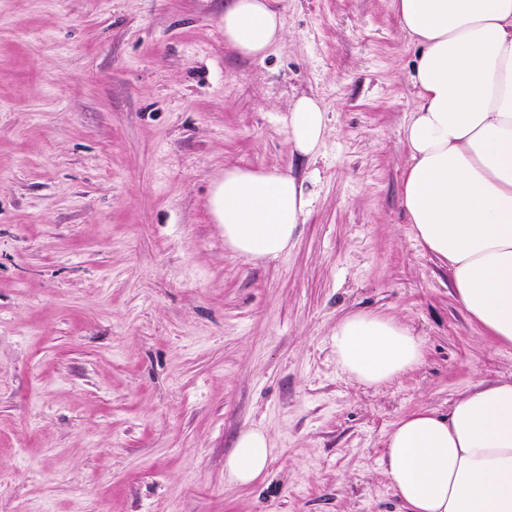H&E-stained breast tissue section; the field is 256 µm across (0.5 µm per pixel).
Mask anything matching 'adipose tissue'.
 I'll use <instances>...</instances> for the list:
<instances>
[{"instance_id": "adipose-tissue-1", "label": "adipose tissue", "mask_w": 512, "mask_h": 512, "mask_svg": "<svg viewBox=\"0 0 512 512\" xmlns=\"http://www.w3.org/2000/svg\"><path fill=\"white\" fill-rule=\"evenodd\" d=\"M277 0H226L224 42L266 56L282 38ZM418 47L402 200L415 238L447 266L470 319L512 346V0H396ZM326 114L310 96L290 109L288 141L312 155ZM309 201L290 171L229 166L209 207L235 253L256 261L288 247ZM332 346L342 369L379 387L418 365L421 341L395 318L357 313ZM273 454L266 431L238 436L224 468L249 485ZM383 471L405 512H512V377L465 391L448 414L417 408L388 431Z\"/></svg>"}]
</instances>
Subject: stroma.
<instances>
[{
    "instance_id": "obj_1",
    "label": "stroma",
    "mask_w": 512,
    "mask_h": 512,
    "mask_svg": "<svg viewBox=\"0 0 512 512\" xmlns=\"http://www.w3.org/2000/svg\"><path fill=\"white\" fill-rule=\"evenodd\" d=\"M264 58L224 0H0V512H402L392 425L512 376L401 203L417 48L394 0H281ZM326 112L315 155L293 102ZM291 168L310 200L250 261L209 208L225 167ZM408 325L421 363L373 388L331 335ZM265 430L264 480L224 463ZM326 130V112L320 102L310 96L298 98L290 109L288 143L294 152L312 155Z\"/></svg>"
}]
</instances>
